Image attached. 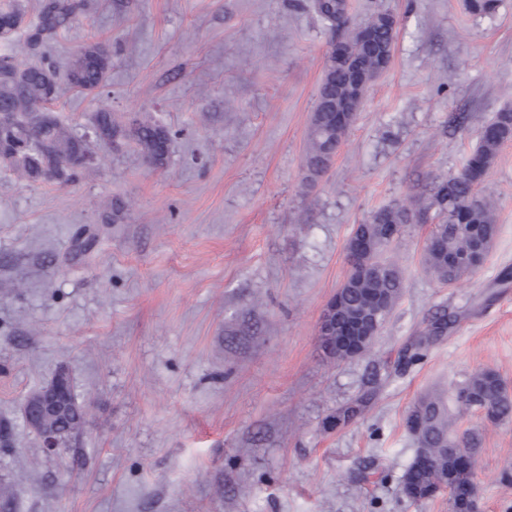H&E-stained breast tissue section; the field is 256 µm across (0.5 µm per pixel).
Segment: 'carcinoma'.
<instances>
[{"label": "carcinoma", "mask_w": 512, "mask_h": 512, "mask_svg": "<svg viewBox=\"0 0 512 512\" xmlns=\"http://www.w3.org/2000/svg\"><path fill=\"white\" fill-rule=\"evenodd\" d=\"M81 0H41L36 17L26 21L20 0H0V21L4 23L5 43L0 51V118L8 126L0 130V163L28 180L32 168L28 154L37 148L49 154H69L71 159L89 156L86 142L54 118L46 121L48 87L58 83L57 72L43 55L45 47L72 25ZM313 7L327 27L336 30L347 13L346 0H315ZM381 11L364 22L363 38L345 43L346 60L339 62L331 53L326 60L318 95L319 104L311 117L306 165L310 176L321 175L329 166L351 123L341 119L337 103L354 94L350 88L346 63H351L372 81L382 71V58L367 46L373 42L388 47L396 31ZM112 68V55L101 67H87L80 72L78 91L95 96L105 86ZM98 140L107 132H119L125 124L104 105L89 116ZM144 159L153 167L164 165L170 152L171 135L163 124L151 119H136L127 135ZM512 141V108L499 110L479 136L478 145L465 168L434 183L432 202L418 209L405 206L374 212L369 223L357 230L371 238L366 253L371 270L364 276L348 275L336 293L340 315L349 320L359 314H371V302L384 297L386 306L375 312L378 322L385 321L404 288L402 273L392 262L379 259L381 251L400 233L401 227L435 208L433 243L428 245L424 264L444 282H452L482 266L496 233L489 201L477 191L499 148ZM476 408L491 422L512 420V395L499 375L487 369L472 373L455 391L451 400L437 394L421 397L410 409L406 426L413 436L416 458L405 472L402 489L406 497L421 500L441 489L449 491L454 501L469 493L474 473L458 470V461L475 452L479 444L476 431H451L449 403Z\"/></svg>", "instance_id": "1"}]
</instances>
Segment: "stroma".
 <instances>
[{
	"label": "stroma",
	"mask_w": 512,
	"mask_h": 512,
	"mask_svg": "<svg viewBox=\"0 0 512 512\" xmlns=\"http://www.w3.org/2000/svg\"><path fill=\"white\" fill-rule=\"evenodd\" d=\"M348 0L351 25L393 13L389 67L370 82L328 171L305 168L331 32L313 0H88L48 55L112 51L99 98L66 87L52 110L84 133L103 104L169 127L163 168L136 146L92 144L67 185L0 166V484L15 512H451L413 501L405 427L426 392L476 369L512 386V142L479 189L497 232L451 284L423 263L433 223L404 225L383 257L405 288L369 350L320 348L347 245L377 210L426 201L477 134L512 106V0ZM455 314L444 336L429 320ZM67 368L87 416L48 455L26 398ZM363 398L357 419L341 408ZM482 434L479 512H512V421ZM43 475L31 485V462Z\"/></svg>",
	"instance_id": "stroma-1"
}]
</instances>
